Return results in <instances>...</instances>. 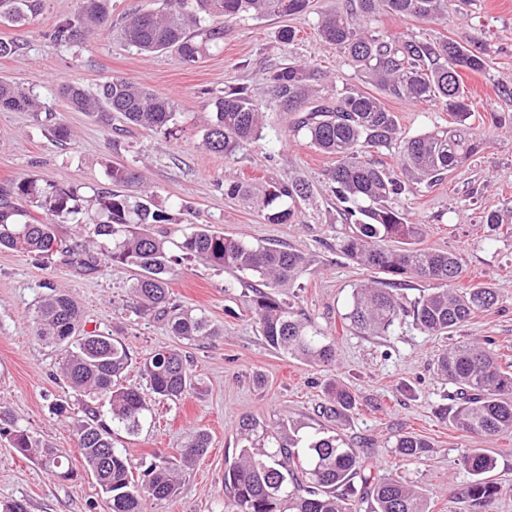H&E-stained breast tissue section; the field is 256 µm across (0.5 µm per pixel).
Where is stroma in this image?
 I'll list each match as a JSON object with an SVG mask.
<instances>
[{"label": "stroma", "instance_id": "35a3bbf8", "mask_svg": "<svg viewBox=\"0 0 512 512\" xmlns=\"http://www.w3.org/2000/svg\"><path fill=\"white\" fill-rule=\"evenodd\" d=\"M75 3L46 0L43 13L26 26L0 25V39L21 45L16 56L0 59V79L20 83L40 103L36 112L0 111V186L34 175L62 185L104 187L106 164L122 161L141 172L144 187L171 213L188 208L224 235L254 245L296 247L308 255L310 265L299 287L291 289L290 300L334 336L337 356L330 365L309 367L270 349L248 310L238 277L200 262L178 266L169 291L177 302L205 310L223 326L224 335L183 345L170 333L166 318L133 312L129 268L103 266L79 275L56 257L37 261L2 250L0 409L9 410L21 425L57 448L75 475L68 481L55 479L0 441V501L26 500L28 512H107V497L79 455L75 425L83 415L82 402L55 378L61 352L34 334L35 311L51 283L80 307L86 330L122 339L133 360L125 383L144 384L139 362L152 352L176 347L200 381L199 391L183 400L153 402L137 433L116 434V446L135 466L154 454H176L198 431L210 437L208 452L185 470L179 494L147 500L145 512H224V471L238 454L239 421L253 416L272 423L288 416L314 427L326 425L321 407L332 379L349 387L357 399L343 423V436L357 446L371 441L380 471L416 482L430 512H462L455 495L469 476L456 459L464 448H483L495 457L492 478L508 492L489 512H512V439H478L441 422L435 409L448 387L434 371L437 355L453 339L493 337L501 353L512 359V97L500 92L501 87L512 88V0H472L464 7L453 2L447 19L435 23L391 14L373 23L382 33L486 43L487 65L466 75V89L477 114L495 112L510 120L503 128L488 130L485 149L464 166L436 185L418 188L404 202L412 221L426 227L422 247L460 254L462 285L486 284L499 296L497 305L476 314L449 340L426 335L409 322L389 338L363 336L344 326L341 316L352 290L370 273L336 248L349 230L326 178L336 160L304 139L286 137L290 116L267 90L268 71L293 60L338 73L337 82L325 84V91L361 87L355 69L317 30L319 16L343 8L345 0H310L308 14L298 18L227 20L223 42L193 65L168 54L139 55L116 31L90 39L78 50L51 44L52 26ZM286 26L296 30L288 44L279 38ZM112 75L131 78L172 100L182 115L179 140L122 127L117 118L112 129H105L85 113L67 109L58 94L63 83L92 89ZM240 86L248 87L260 103L267 126L262 140L227 159L202 146L203 127L215 98ZM386 105L411 136L448 122L447 112L438 106L395 99ZM60 119L75 133L65 144L49 130ZM227 179H299L309 185L310 195L297 203L299 223L270 224L257 210L225 197L222 184ZM491 211L501 214L502 226L484 224ZM65 396L73 416L63 420L53 415L51 406ZM399 434L430 441L427 460L399 462L392 452Z\"/></svg>", "mask_w": 512, "mask_h": 512}]
</instances>
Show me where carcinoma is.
Returning <instances> with one entry per match:
<instances>
[{"instance_id":"1","label":"carcinoma","mask_w":512,"mask_h":512,"mask_svg":"<svg viewBox=\"0 0 512 512\" xmlns=\"http://www.w3.org/2000/svg\"><path fill=\"white\" fill-rule=\"evenodd\" d=\"M46 0H0V22L23 25L39 15ZM310 0H162L156 12H132L123 17L121 35L138 52L152 56L172 51L184 64H194L224 40L221 20L240 16H294L308 12ZM381 13L426 22L448 14V0H346V9L325 15L319 24L323 41L336 46L364 82L383 98L441 105L448 124L415 136L403 135L394 113L382 98L358 89L322 94L314 86L321 72L288 64L268 72L266 81L282 107L293 113L289 132L303 134L324 154L336 159L327 176L336 184L351 232L340 251L385 275L355 288L342 315L344 324L364 336H390L406 318L421 332L449 335L498 302L492 288H459L461 258L452 252L419 246L421 224L410 221L402 199L415 185H433L457 169L486 144L473 126L464 74L486 68V54L473 45L450 39L430 40L405 32L381 34L371 21ZM112 30L111 0H76L74 12L50 31V41L78 47L96 34ZM59 93L70 108L107 126L112 114L128 123L176 138L179 125L173 103L133 80L113 76L91 93L77 83H65ZM0 111L37 112L26 89L0 80ZM264 116L251 92L241 87L217 98L206 122L203 145L211 152L234 156L244 144L262 139ZM397 150L405 179L394 177L373 154ZM105 175L112 189L61 185L29 176L0 187V250L38 259L58 255L79 274L103 264L136 271L130 284L135 310L167 318L171 333L189 343L223 335L200 309L172 301L168 278L185 259L256 278L247 304L260 334L272 350L303 364L336 361V340L286 299L307 270L305 253L294 248L255 246L229 238L208 224L174 228L177 238L158 237L153 228L174 223L173 215L138 188L132 167L108 164ZM224 195L264 213L270 224L298 223L296 202L308 196L302 182L268 185L224 181ZM76 224L86 240L62 246L57 225ZM397 241L398 248L386 243ZM406 278L430 280L435 286L405 304L391 286ZM35 335L64 351L61 375L68 388L86 393L109 407L84 405L77 427L85 471L108 495L110 512H144V499H167L181 488V470L208 450V435L200 432L178 456L157 455L140 463L134 477L129 458L114 445V432L138 430L153 399L176 401L195 383L186 359L177 349L159 350L143 363L146 385H124L121 375L131 356L121 340L109 333L81 328V313L63 289H55L37 307ZM437 374L450 390L436 415L476 437L512 436V370L501 361L496 341H459L438 355ZM329 411L341 426L357 400L346 387L326 386ZM304 422L281 419L269 426L247 417L238 425L240 449L224 472V512H429L417 487L380 473L371 448H355L336 431L324 427L305 431ZM0 436L16 453L37 461L52 476L71 471L64 456L0 410ZM403 461H422L432 444L404 434L393 443ZM457 465L470 474L458 498L473 509L486 508L501 492L490 479L493 457L479 448L464 451Z\"/></svg>"}]
</instances>
